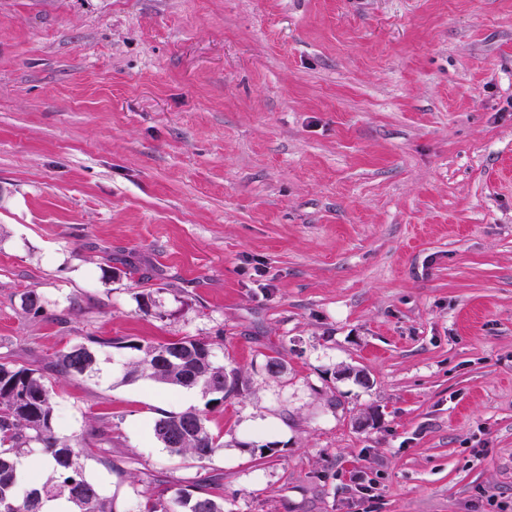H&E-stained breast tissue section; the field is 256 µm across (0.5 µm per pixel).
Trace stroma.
<instances>
[{"instance_id": "stroma-1", "label": "stroma", "mask_w": 512, "mask_h": 512, "mask_svg": "<svg viewBox=\"0 0 512 512\" xmlns=\"http://www.w3.org/2000/svg\"><path fill=\"white\" fill-rule=\"evenodd\" d=\"M88 336L205 338L244 386L48 369ZM0 362L59 436L110 417L115 512L212 478L224 512H512V0H0ZM187 410L208 460L153 435ZM155 438L170 452L203 461L214 456L224 441L208 430L206 418L197 411L164 412L155 421Z\"/></svg>"}]
</instances>
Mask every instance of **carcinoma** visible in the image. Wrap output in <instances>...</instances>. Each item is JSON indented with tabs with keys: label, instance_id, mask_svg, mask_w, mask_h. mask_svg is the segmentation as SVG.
I'll use <instances>...</instances> for the list:
<instances>
[{
	"label": "carcinoma",
	"instance_id": "obj_1",
	"mask_svg": "<svg viewBox=\"0 0 512 512\" xmlns=\"http://www.w3.org/2000/svg\"><path fill=\"white\" fill-rule=\"evenodd\" d=\"M114 342L88 336L85 342L60 351L49 363L60 378L89 377L99 371L96 347ZM125 348L137 352L127 377H144L186 389L197 388L224 401V380L241 384L235 370L214 360V343L184 337L156 345L136 342ZM52 383L36 368L0 363V512H43L44 503L65 500L69 512H115L112 499L84 473L83 445L60 437L54 428ZM155 438L170 452L203 461L214 456L224 442L213 436L206 418L197 411L163 412L155 421ZM38 452L48 460L46 479L22 487L17 464ZM142 512H224V497L202 489L181 488L171 496L161 493L146 499Z\"/></svg>",
	"mask_w": 512,
	"mask_h": 512
}]
</instances>
